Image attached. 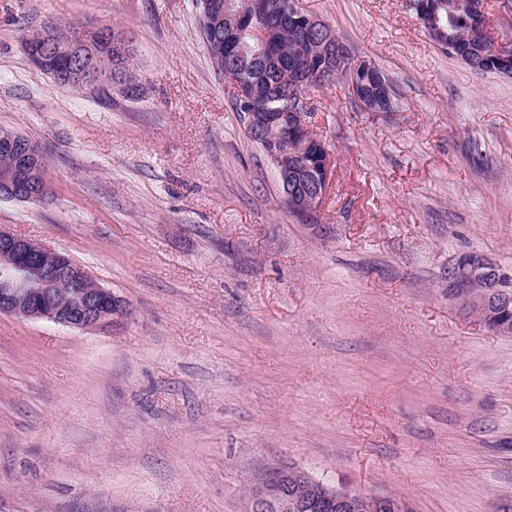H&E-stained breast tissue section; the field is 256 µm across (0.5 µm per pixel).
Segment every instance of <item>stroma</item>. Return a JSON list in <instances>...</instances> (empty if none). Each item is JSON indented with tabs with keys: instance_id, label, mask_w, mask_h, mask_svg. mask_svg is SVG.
<instances>
[{
	"instance_id": "obj_1",
	"label": "stroma",
	"mask_w": 512,
	"mask_h": 512,
	"mask_svg": "<svg viewBox=\"0 0 512 512\" xmlns=\"http://www.w3.org/2000/svg\"><path fill=\"white\" fill-rule=\"evenodd\" d=\"M349 66L309 88L333 156L297 223L215 70L193 0H0V130L38 142L49 194L0 225L128 304L104 328L0 314V512H247L266 469L512 512V335L448 295L483 254L512 276V78L435 44L407 0H299ZM122 32L142 98L56 85L22 43ZM376 70H378L376 67L371 66L368 63L360 64L357 70L358 81L355 84V87L349 77V84L351 87L353 85V89L359 98L363 95L377 101L381 100L384 90L372 78V75Z\"/></svg>"
}]
</instances>
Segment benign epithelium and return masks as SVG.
Wrapping results in <instances>:
<instances>
[{
    "instance_id": "benign-epithelium-1",
    "label": "benign epithelium",
    "mask_w": 512,
    "mask_h": 512,
    "mask_svg": "<svg viewBox=\"0 0 512 512\" xmlns=\"http://www.w3.org/2000/svg\"><path fill=\"white\" fill-rule=\"evenodd\" d=\"M473 17L467 31L469 40L483 46L486 52L503 61L512 59V48L499 43L495 36L493 20L487 11L486 0H465ZM419 19L435 37L437 45L453 46L455 33L440 25L438 13L428 8V0H411ZM215 23H225L230 41V52H235L241 27L247 15L234 0L211 7ZM295 21L305 30L319 32L325 37L324 46H338L337 58L343 51L335 31L321 20L293 4ZM111 30L97 26L92 31L82 27L77 37L60 42L56 34L46 29L23 42L22 48L36 67L50 75L62 86L78 85L98 95L105 91L112 94L115 81L112 73L102 72L95 63L93 45L97 41L112 43L114 54L123 56L127 44L110 37ZM248 133L263 131L274 126L287 125L302 132L310 129L305 114L298 103L291 101L277 112L243 113ZM0 148L15 156L12 173L0 178V200L34 202L47 193L42 173V155L38 144L22 141L9 131H0ZM268 159L277 169L283 196L290 203L293 216L302 224L319 217L328 194L332 173V154L322 139H317L314 160L324 173L322 182L305 188L300 183V169L306 164L301 146L286 149L271 145ZM448 278L454 288H483L486 304L507 309L512 306V295L501 292V275L487 259L469 254L449 270ZM0 314L28 320H48L79 329L104 328L127 314L125 302L102 286L84 267L74 263L62 252L29 238L18 236L0 225ZM290 468L281 465L274 471L260 474L254 502H277L283 510L295 512H402L404 504L394 502L388 495L359 493L350 488H333L323 484L312 489L305 499L288 494Z\"/></svg>"
}]
</instances>
